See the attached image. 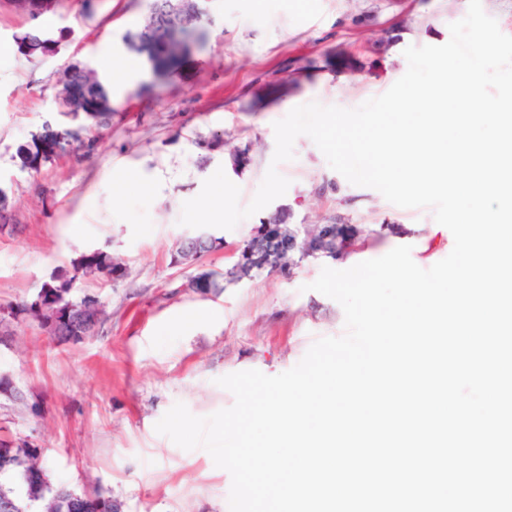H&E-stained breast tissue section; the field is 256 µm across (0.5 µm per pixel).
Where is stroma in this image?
Instances as JSON below:
<instances>
[{
  "mask_svg": "<svg viewBox=\"0 0 512 512\" xmlns=\"http://www.w3.org/2000/svg\"><path fill=\"white\" fill-rule=\"evenodd\" d=\"M151 0H63L40 19L53 45L35 55L18 35L27 14L0 4V196L20 230L0 236V305L32 299L52 277H74L77 294L98 296L107 312L94 336L62 344L34 324L11 322L0 341V435L39 448L54 484L101 490L120 512H229L230 474L202 448L186 451L156 423L176 403L206 417L234 403L219 377L249 369L274 376L294 367L312 343L345 331L333 299L309 290L325 258H310L291 278L262 273L201 295L188 281L224 272L230 253L266 217L289 213L294 224L340 220L360 227L361 260L400 245L422 255L428 238L451 252V232L432 210L401 208L378 191L350 184L305 135L293 160L280 163L290 185L280 198L235 229H214L222 251L175 263L182 205L217 169L248 205L275 151L274 122L312 101L346 109L386 92L407 70L406 47L439 46L468 0H199L202 40L179 66L109 87L100 104L111 113L92 153L56 151L38 166L28 153L44 140H66L75 122L56 94L74 67L98 70L102 55L138 57L134 35ZM354 56L346 71L337 54ZM281 88L268 95L269 84ZM223 144L203 148L214 134ZM246 151L250 163L235 167ZM151 182L144 191L142 182ZM120 206H113V194ZM120 257L119 279L76 277L81 255Z\"/></svg>",
  "mask_w": 512,
  "mask_h": 512,
  "instance_id": "35a3bbf8",
  "label": "stroma"
}]
</instances>
